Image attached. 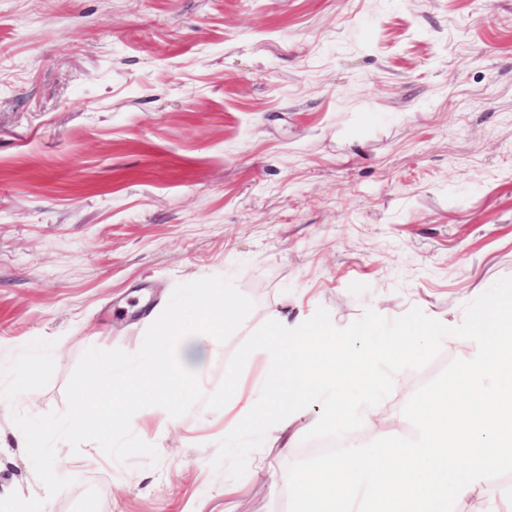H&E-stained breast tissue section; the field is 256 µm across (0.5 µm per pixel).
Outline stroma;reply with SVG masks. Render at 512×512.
Returning a JSON list of instances; mask_svg holds the SVG:
<instances>
[{
    "instance_id": "stroma-1",
    "label": "stroma",
    "mask_w": 512,
    "mask_h": 512,
    "mask_svg": "<svg viewBox=\"0 0 512 512\" xmlns=\"http://www.w3.org/2000/svg\"><path fill=\"white\" fill-rule=\"evenodd\" d=\"M504 276L512 0H0L10 512H287L288 465L323 442H263L234 480L211 466L224 413L201 402L177 433L158 407L99 437L49 430L78 389L170 346L151 320L192 291L234 302L212 392L271 312L456 327ZM472 349L446 338L384 409ZM38 432L36 458L19 437Z\"/></svg>"
}]
</instances>
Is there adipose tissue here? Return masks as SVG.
Masks as SVG:
<instances>
[{"label": "adipose tissue", "instance_id": "1", "mask_svg": "<svg viewBox=\"0 0 512 512\" xmlns=\"http://www.w3.org/2000/svg\"><path fill=\"white\" fill-rule=\"evenodd\" d=\"M189 307L193 324H186L182 313L175 311L157 326L159 333L174 341L173 352L143 354L138 370L111 376L100 392H78L74 416L66 427L71 436L102 435L114 424L135 425L145 397L161 402L176 388L200 391L207 358L221 345L229 308L196 295L190 297Z\"/></svg>", "mask_w": 512, "mask_h": 512}]
</instances>
